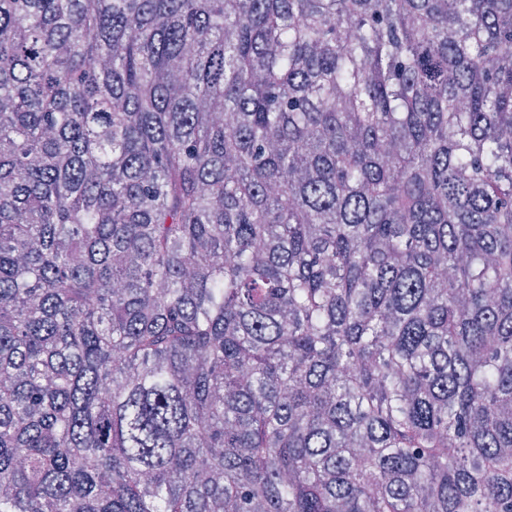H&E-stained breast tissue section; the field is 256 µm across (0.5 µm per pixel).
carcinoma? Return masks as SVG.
Instances as JSON below:
<instances>
[{
	"label": "carcinoma",
	"mask_w": 512,
	"mask_h": 512,
	"mask_svg": "<svg viewBox=\"0 0 512 512\" xmlns=\"http://www.w3.org/2000/svg\"><path fill=\"white\" fill-rule=\"evenodd\" d=\"M0 512H512V0H0Z\"/></svg>",
	"instance_id": "carcinoma-1"
}]
</instances>
